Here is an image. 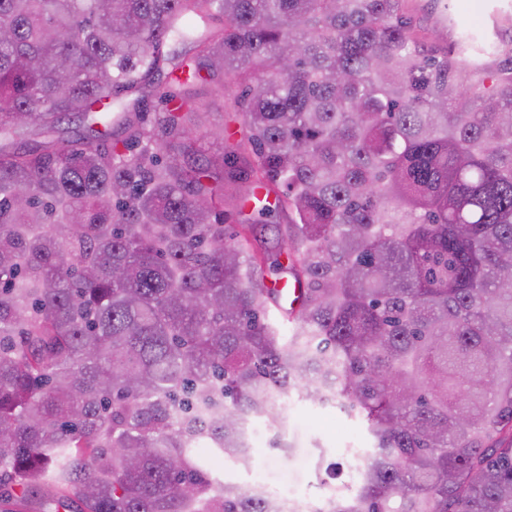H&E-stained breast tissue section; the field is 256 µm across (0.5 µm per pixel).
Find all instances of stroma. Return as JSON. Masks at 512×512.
I'll return each instance as SVG.
<instances>
[{
	"label": "stroma",
	"mask_w": 512,
	"mask_h": 512,
	"mask_svg": "<svg viewBox=\"0 0 512 512\" xmlns=\"http://www.w3.org/2000/svg\"><path fill=\"white\" fill-rule=\"evenodd\" d=\"M500 8L512 10V0H450L446 6L441 0H408L405 14L429 48H453L466 34L507 47L512 45V23L496 21ZM238 92V86L230 84L224 93L210 95L202 102L201 128L211 136V156H220L226 142L239 140L242 135L240 119L232 110ZM283 435L287 441L283 448L270 447L267 432L257 435L256 465L268 483H285L315 495L331 467L347 468L350 458L344 448L362 439L363 432L355 420L336 408L298 400L286 417Z\"/></svg>",
	"instance_id": "obj_1"
}]
</instances>
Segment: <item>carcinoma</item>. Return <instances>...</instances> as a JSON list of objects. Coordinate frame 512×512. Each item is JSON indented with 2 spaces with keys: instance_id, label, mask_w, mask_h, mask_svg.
<instances>
[{
  "instance_id": "obj_1",
  "label": "carcinoma",
  "mask_w": 512,
  "mask_h": 512,
  "mask_svg": "<svg viewBox=\"0 0 512 512\" xmlns=\"http://www.w3.org/2000/svg\"><path fill=\"white\" fill-rule=\"evenodd\" d=\"M405 2L0 0V504L280 512L194 445L246 468L296 394L373 448L336 512H512V67L432 53ZM155 72L148 129L118 94ZM240 89L234 84H228L221 94H213L202 102L201 130L210 134L211 147L206 156L219 157L224 146L239 140L242 135V126L238 114L232 111L234 97ZM224 130V140L217 137ZM228 139V140H227ZM246 185L224 181V220L229 233L237 230L238 211Z\"/></svg>"
}]
</instances>
